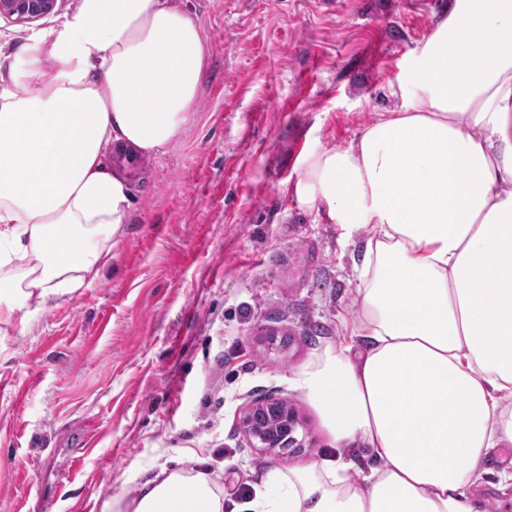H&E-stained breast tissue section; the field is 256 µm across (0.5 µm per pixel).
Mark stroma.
I'll return each mask as SVG.
<instances>
[{"label": "stroma", "mask_w": 512, "mask_h": 512, "mask_svg": "<svg viewBox=\"0 0 512 512\" xmlns=\"http://www.w3.org/2000/svg\"><path fill=\"white\" fill-rule=\"evenodd\" d=\"M0 21V77L33 34ZM199 21L208 76L179 137L130 164L132 208L91 285L0 324V512H123L161 470L210 474L227 512L241 487L330 452L293 384L326 348L358 346L354 259L298 203L304 158L343 147L393 91L455 0H175ZM271 393L301 450L250 448L238 429Z\"/></svg>", "instance_id": "obj_1"}]
</instances>
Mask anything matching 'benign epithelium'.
Masks as SVG:
<instances>
[{
	"instance_id": "1",
	"label": "benign epithelium",
	"mask_w": 512,
	"mask_h": 512,
	"mask_svg": "<svg viewBox=\"0 0 512 512\" xmlns=\"http://www.w3.org/2000/svg\"><path fill=\"white\" fill-rule=\"evenodd\" d=\"M58 0H0V19L33 23L51 13ZM294 410L275 396L251 401L240 413L239 429L250 447L269 453H286L300 447Z\"/></svg>"
}]
</instances>
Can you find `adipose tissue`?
Returning a JSON list of instances; mask_svg holds the SVG:
<instances>
[{
	"mask_svg": "<svg viewBox=\"0 0 512 512\" xmlns=\"http://www.w3.org/2000/svg\"><path fill=\"white\" fill-rule=\"evenodd\" d=\"M0 87V324L96 280L128 222L113 152L176 139L206 76L197 19L170 0H80L35 35ZM54 75L42 80L45 63ZM399 104L347 147L309 154L298 200L345 238L364 345L294 378L333 447L273 470L252 512H489L477 491L512 445V0H456L399 83ZM132 512H224L206 473L146 480Z\"/></svg>",
	"mask_w": 512,
	"mask_h": 512,
	"instance_id": "obj_1",
	"label": "adipose tissue"
}]
</instances>
